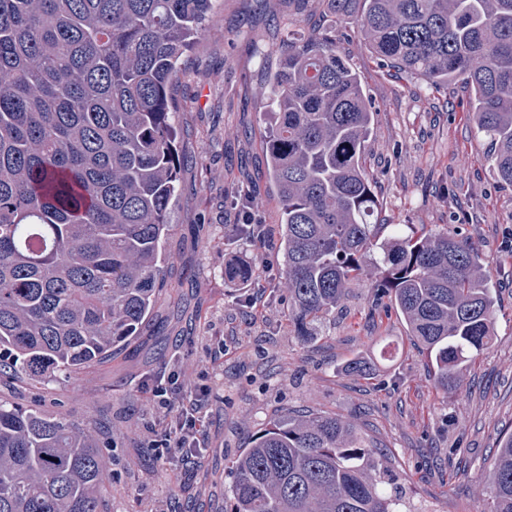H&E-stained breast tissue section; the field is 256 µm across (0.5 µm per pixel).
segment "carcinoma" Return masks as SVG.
I'll list each match as a JSON object with an SVG mask.
<instances>
[{"instance_id":"1","label":"carcinoma","mask_w":512,"mask_h":512,"mask_svg":"<svg viewBox=\"0 0 512 512\" xmlns=\"http://www.w3.org/2000/svg\"><path fill=\"white\" fill-rule=\"evenodd\" d=\"M215 0H0V377L45 385L138 340L163 285L180 155L170 91ZM386 67L462 81L492 175L512 185V0H362ZM297 335L352 282L401 318L443 391L492 343L496 290L474 242L412 227L380 239L362 159L374 110L336 30L293 37L258 90ZM95 431L0 399V512H104ZM512 512V434L484 476ZM225 512H413L384 458L331 415L273 420L233 463Z\"/></svg>"}]
</instances>
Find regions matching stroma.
I'll return each mask as SVG.
<instances>
[{
  "instance_id": "obj_1",
  "label": "stroma",
  "mask_w": 512,
  "mask_h": 512,
  "mask_svg": "<svg viewBox=\"0 0 512 512\" xmlns=\"http://www.w3.org/2000/svg\"><path fill=\"white\" fill-rule=\"evenodd\" d=\"M358 11L330 21L327 0H218L182 59L173 110L179 191L165 243L164 288L134 358L118 357L43 387L0 381V397L94 428L109 442L105 512H224L232 465L284 411L331 413L360 426L416 512H489L483 476L512 432V186L496 182L462 85L436 89L386 75L357 33ZM335 25L340 52L375 110L366 163L388 236L392 224L469 236L496 286V338L458 388L438 389L400 317L374 303L371 281L299 338L288 321L283 257L234 224L247 188L266 224L275 203L261 149L271 117L256 90L293 29ZM261 269L248 286L224 280L231 260ZM362 356L365 381L343 366ZM184 375V404L201 403V452L159 461L149 442L169 426L152 388Z\"/></svg>"
}]
</instances>
